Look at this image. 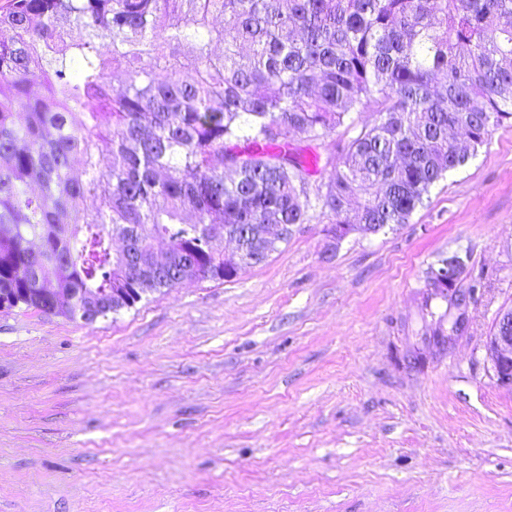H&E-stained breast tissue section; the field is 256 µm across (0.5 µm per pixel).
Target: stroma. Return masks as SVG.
Wrapping results in <instances>:
<instances>
[{
	"label": "stroma",
	"instance_id": "obj_1",
	"mask_svg": "<svg viewBox=\"0 0 512 512\" xmlns=\"http://www.w3.org/2000/svg\"><path fill=\"white\" fill-rule=\"evenodd\" d=\"M375 118L293 138L309 190ZM325 227L92 322L0 310V512H512V388L485 351L512 306V127L409 223L334 251ZM454 253L465 303L427 300ZM454 258L458 261L456 268L452 269V272L461 274V279L458 281V285L461 283L462 279L465 278L466 275V263L463 258L460 256L454 255L451 257H446L438 260L436 265H431L426 272V288L427 289V300H431L433 298H438L437 294L434 293V291L438 289L431 290L430 288H440V289H446L448 288V291H445L448 293V298L452 300H459L460 294V288H452V286H448V284L445 282L447 281L448 277V259ZM446 270L445 275L443 276V280L440 278V272L442 270Z\"/></svg>",
	"mask_w": 512,
	"mask_h": 512
}]
</instances>
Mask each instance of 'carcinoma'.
Masks as SVG:
<instances>
[{
    "label": "carcinoma",
    "mask_w": 512,
    "mask_h": 512,
    "mask_svg": "<svg viewBox=\"0 0 512 512\" xmlns=\"http://www.w3.org/2000/svg\"><path fill=\"white\" fill-rule=\"evenodd\" d=\"M4 28L0 289L44 313L23 289H60L73 316L86 288L134 287L114 238L143 243L162 293L233 279L225 237L243 266L288 241L255 243L253 224H406L512 123V0H9ZM355 112L378 119L310 194L317 158L288 138L323 139ZM155 240L175 274L151 268ZM444 269L426 272L427 299Z\"/></svg>",
    "instance_id": "obj_1"
}]
</instances>
